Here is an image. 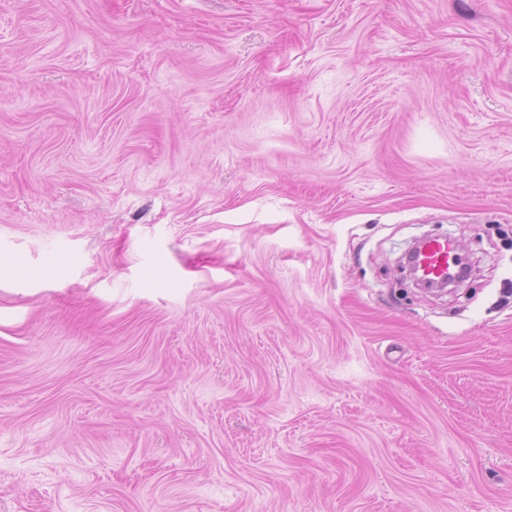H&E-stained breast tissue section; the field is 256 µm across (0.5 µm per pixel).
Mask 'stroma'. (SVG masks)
<instances>
[{
	"label": "stroma",
	"mask_w": 512,
	"mask_h": 512,
	"mask_svg": "<svg viewBox=\"0 0 512 512\" xmlns=\"http://www.w3.org/2000/svg\"><path fill=\"white\" fill-rule=\"evenodd\" d=\"M0 512H512V0H0ZM416 270L430 285L446 284L456 274L464 260L458 253L454 240L447 236H435L420 241L417 249ZM458 271V272H457Z\"/></svg>",
	"instance_id": "stroma-1"
}]
</instances>
